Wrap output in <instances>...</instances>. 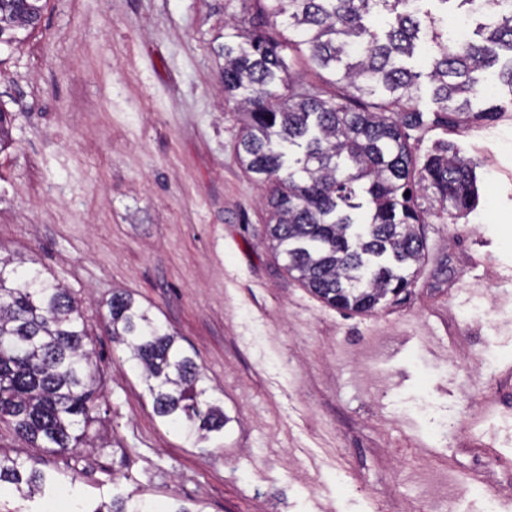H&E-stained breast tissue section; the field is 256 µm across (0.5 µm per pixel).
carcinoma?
Segmentation results:
<instances>
[{
	"label": "carcinoma",
	"instance_id": "carcinoma-1",
	"mask_svg": "<svg viewBox=\"0 0 512 512\" xmlns=\"http://www.w3.org/2000/svg\"><path fill=\"white\" fill-rule=\"evenodd\" d=\"M425 0H267V21L288 18V37L224 31V97L248 117L238 144L246 170L269 186L266 236L282 268L325 304L367 313L408 292L424 251L425 209L459 219L471 209L476 177L443 142L417 166L408 131L424 125L417 106L421 73L415 55ZM43 0H0V45L36 29ZM375 10L394 16L384 38L371 31ZM481 44L448 45L428 17L432 52L427 65L433 123L458 126L491 117L496 106L474 107L484 72L506 60L501 79L512 89V0H482ZM308 60L344 94L324 99L297 84L282 54ZM410 195H405V192ZM112 342L142 370L153 413L206 440L224 433L229 418L205 399V374L177 337L128 293L109 303ZM87 325L64 286L0 258V422L48 454L69 453L88 441L96 366L85 349ZM52 479L0 451V487L32 494ZM91 512H145L121 498Z\"/></svg>",
	"mask_w": 512,
	"mask_h": 512
}]
</instances>
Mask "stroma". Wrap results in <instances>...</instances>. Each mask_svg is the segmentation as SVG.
<instances>
[{
  "label": "stroma",
  "mask_w": 512,
  "mask_h": 512,
  "mask_svg": "<svg viewBox=\"0 0 512 512\" xmlns=\"http://www.w3.org/2000/svg\"><path fill=\"white\" fill-rule=\"evenodd\" d=\"M260 0H47L0 49V255L71 291L97 364L93 447L49 455L0 422V451L38 461L44 494L0 512H512V89L489 75L492 117L411 130L475 165L464 219L432 211L404 301L357 314L288 275L264 240L265 185L237 157L216 37L254 32ZM124 290L202 366L229 419L198 441L152 411L106 331Z\"/></svg>",
  "instance_id": "stroma-1"
}]
</instances>
